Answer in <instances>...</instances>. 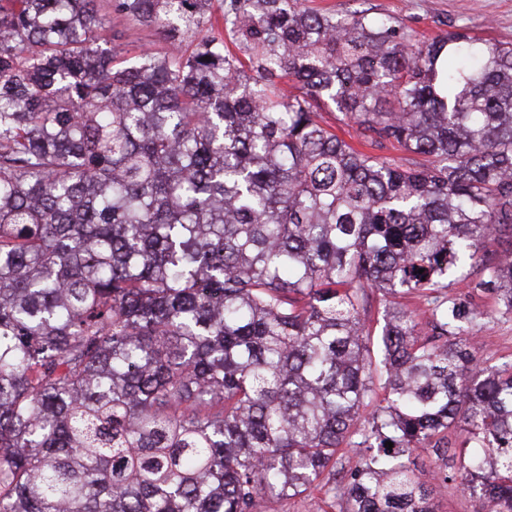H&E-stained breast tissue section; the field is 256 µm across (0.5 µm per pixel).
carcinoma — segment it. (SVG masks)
I'll return each mask as SVG.
<instances>
[{"instance_id":"1","label":"carcinoma","mask_w":512,"mask_h":512,"mask_svg":"<svg viewBox=\"0 0 512 512\" xmlns=\"http://www.w3.org/2000/svg\"><path fill=\"white\" fill-rule=\"evenodd\" d=\"M114 13L169 48L129 62ZM494 236L511 43L302 0H0V512H265L342 448L340 512H434L410 457L450 430L473 512H512V360L448 292L512 314Z\"/></svg>"}]
</instances>
